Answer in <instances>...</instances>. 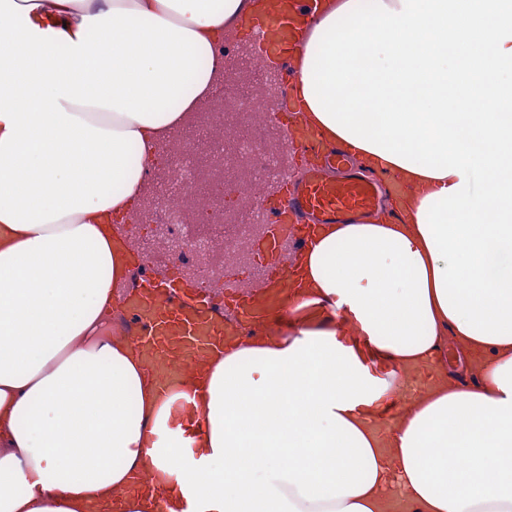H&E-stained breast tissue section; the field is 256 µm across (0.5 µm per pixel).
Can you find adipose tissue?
<instances>
[{
	"label": "adipose tissue",
	"mask_w": 512,
	"mask_h": 512,
	"mask_svg": "<svg viewBox=\"0 0 512 512\" xmlns=\"http://www.w3.org/2000/svg\"><path fill=\"white\" fill-rule=\"evenodd\" d=\"M248 7L0 0V512H512V0H324L299 117L404 193L317 225L267 332L189 391L106 330L119 224Z\"/></svg>",
	"instance_id": "adipose-tissue-1"
}]
</instances>
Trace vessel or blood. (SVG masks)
Returning a JSON list of instances; mask_svg holds the SVG:
<instances>
[{
    "label": "vessel or blood",
    "mask_w": 512,
    "mask_h": 512,
    "mask_svg": "<svg viewBox=\"0 0 512 512\" xmlns=\"http://www.w3.org/2000/svg\"><path fill=\"white\" fill-rule=\"evenodd\" d=\"M238 27L252 43L253 53L281 87L270 106L282 117V132L292 146L311 158L300 180L278 177L273 198L264 199L258 223L265 238L252 250L262 268L259 287L235 296L231 308L213 303L192 279L178 275L164 281L141 278L121 299L120 332L128 336L142 361L153 371L161 390L187 383L224 346L259 332L280 306L290 282L283 246L302 251L312 224H346L372 215L382 190L380 181L359 173L342 180L323 174L325 165L341 164L344 152L323 142L296 118L287 85L296 48L304 41L324 0H250Z\"/></svg>",
    "instance_id": "b4317fda"
}]
</instances>
